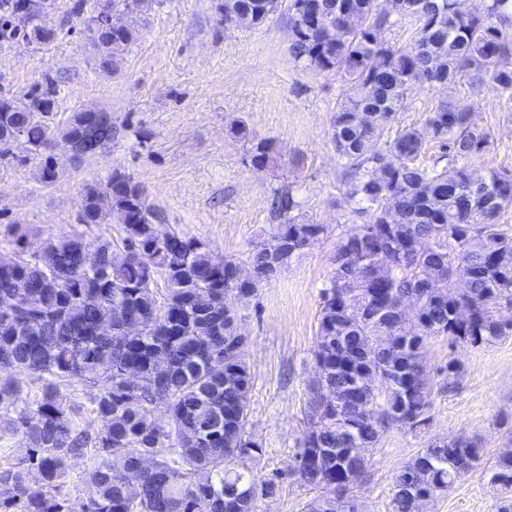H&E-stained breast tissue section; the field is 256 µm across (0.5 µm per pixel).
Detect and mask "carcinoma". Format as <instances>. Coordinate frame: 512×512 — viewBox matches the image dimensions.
Returning <instances> with one entry per match:
<instances>
[{
    "instance_id": "obj_1",
    "label": "carcinoma",
    "mask_w": 512,
    "mask_h": 512,
    "mask_svg": "<svg viewBox=\"0 0 512 512\" xmlns=\"http://www.w3.org/2000/svg\"><path fill=\"white\" fill-rule=\"evenodd\" d=\"M30 0H0V44L42 45L56 30L14 24ZM289 0L290 54L315 74L333 72L349 86L337 105L331 140L343 161V196L366 217L336 241L332 275L321 291V317L311 360L320 372L310 389L316 427L302 438L294 472L320 494L305 512H360L353 489L369 454L396 425L424 427L435 392L426 369L430 340L454 348H487L512 335V235L501 222L512 205V170L475 179L466 162L490 145L472 113L440 97L423 126L389 139L387 125L363 119L370 110L401 112L409 92L427 84L451 91L461 77L481 93L488 86L512 95V0H487L480 13L458 0ZM99 0H72L68 15L91 21ZM280 0H219V14L252 13L251 26L278 12ZM416 22L413 43L396 48L385 33L392 18ZM137 27L121 35L89 34L102 71L119 72ZM54 80L20 93L0 91V165L36 164L46 186L65 174L60 141L105 153L118 128L110 112L72 113L53 120ZM249 139L250 162L264 171L275 160L271 141ZM443 149L432 164H415L429 142ZM291 188L272 189L279 224L256 245L248 265L268 282L325 232L298 214ZM79 224L122 225L121 244L90 242L74 231L20 257L0 260V368L27 372L41 384L4 424L25 441L24 458L0 468V512H256L273 485L258 477L265 450L249 431L251 368L244 315L258 284L238 277L239 262L214 261L210 244L163 223L146 187L123 170L107 182L86 183ZM165 292H158V281ZM419 305L421 325L407 322L398 303ZM468 306L464 318L458 305ZM130 323L137 336L126 335ZM137 381L127 379V371ZM454 388L460 364L448 358L437 373ZM74 379L100 387L92 411L103 428L76 419L81 406L63 394ZM164 402L166 423L154 406ZM362 458L344 453L348 443ZM484 454L480 439L457 437L419 449L396 473L392 512H411L415 494L448 493ZM90 456L89 496L62 494L72 462ZM144 457L153 469L129 483ZM491 483L501 492L497 512H512V455H499Z\"/></svg>"
}]
</instances>
